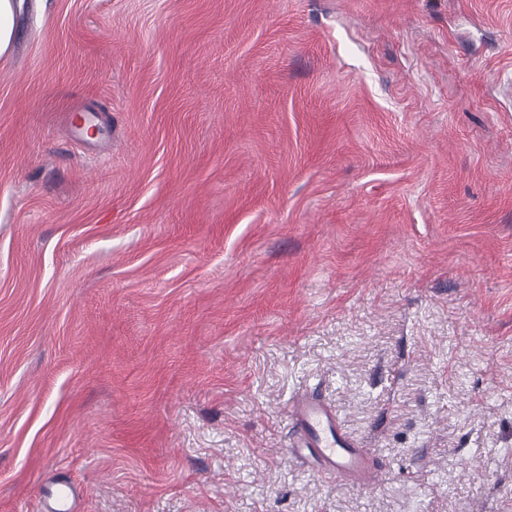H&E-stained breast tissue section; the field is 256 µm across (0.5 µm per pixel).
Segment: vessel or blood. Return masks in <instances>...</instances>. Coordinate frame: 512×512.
I'll return each mask as SVG.
<instances>
[{
    "instance_id": "b4317fda",
    "label": "vessel or blood",
    "mask_w": 512,
    "mask_h": 512,
    "mask_svg": "<svg viewBox=\"0 0 512 512\" xmlns=\"http://www.w3.org/2000/svg\"><path fill=\"white\" fill-rule=\"evenodd\" d=\"M288 419L295 430L292 457L306 459L314 468L332 472L344 482L364 485L373 481L368 454L353 444L336 413L316 394L291 402ZM44 496L53 502L46 512H74V493L69 484L48 486Z\"/></svg>"
}]
</instances>
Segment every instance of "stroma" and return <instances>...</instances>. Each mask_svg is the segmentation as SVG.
Wrapping results in <instances>:
<instances>
[{"instance_id":"35a3bbf8","label":"stroma","mask_w":512,"mask_h":512,"mask_svg":"<svg viewBox=\"0 0 512 512\" xmlns=\"http://www.w3.org/2000/svg\"><path fill=\"white\" fill-rule=\"evenodd\" d=\"M313 389L374 483L292 458ZM53 480L79 512H512V0H25L0 512Z\"/></svg>"}]
</instances>
